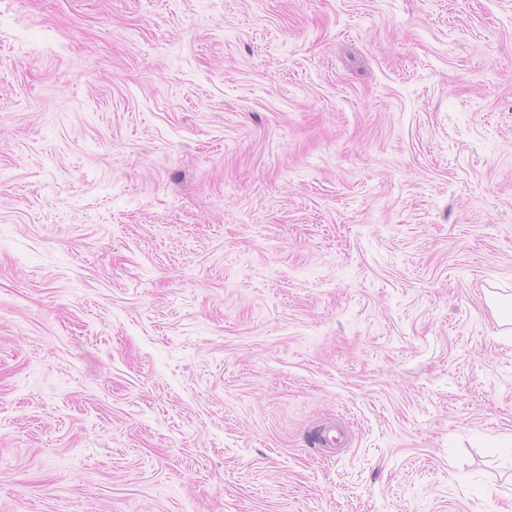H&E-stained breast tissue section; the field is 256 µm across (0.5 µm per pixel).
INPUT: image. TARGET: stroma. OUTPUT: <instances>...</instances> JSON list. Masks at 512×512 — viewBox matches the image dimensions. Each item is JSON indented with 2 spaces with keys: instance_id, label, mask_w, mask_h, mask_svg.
I'll return each instance as SVG.
<instances>
[{
  "instance_id": "1",
  "label": "stroma",
  "mask_w": 512,
  "mask_h": 512,
  "mask_svg": "<svg viewBox=\"0 0 512 512\" xmlns=\"http://www.w3.org/2000/svg\"><path fill=\"white\" fill-rule=\"evenodd\" d=\"M490 287L512 0H0V512H512Z\"/></svg>"
}]
</instances>
